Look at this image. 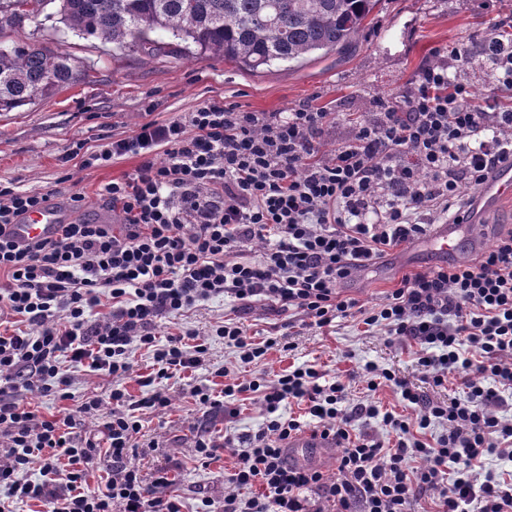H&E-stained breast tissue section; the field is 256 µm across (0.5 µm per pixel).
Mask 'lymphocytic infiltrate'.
<instances>
[{"mask_svg": "<svg viewBox=\"0 0 512 512\" xmlns=\"http://www.w3.org/2000/svg\"><path fill=\"white\" fill-rule=\"evenodd\" d=\"M475 42L496 67L507 102L476 106L471 83L439 58L403 99L382 103L328 157L319 140L329 113L309 106L249 112L220 100L145 121L120 139L76 144L71 155L84 168L124 156L139 161L104 188L121 216L119 234L79 220L57 237L17 241L11 225L49 197L0 185V318L29 325L0 333V487L48 512H181L168 469L148 479L129 458L142 430L138 410H162L171 399L161 389L136 398L124 381L137 348L151 354L159 380L203 367L208 347L196 332L162 341L156 322L227 295L302 313L319 328L364 313L365 324L419 345L417 364L434 386L452 377L460 392L430 399L371 362L362 368L369 391L391 388L415 418L368 402L347 406L346 385L313 365L218 391L193 388L204 414L246 393L258 395L266 414L249 447L236 450L223 512H323L319 498L336 512H409L428 494L438 512H468L474 502L479 512H512V481L477 480L487 456L512 463L504 397L512 391V233L470 262L403 278L371 311L339 292L354 272L424 235L419 215L447 211L462 186L479 187L512 165V41L480 32ZM256 241L257 259H242ZM105 300L110 312L92 319ZM211 334L234 349L242 368L280 344L255 342L235 322ZM66 360L112 376V390L105 399L86 397L75 411L41 416L22 395L67 398ZM293 401L306 404L316 430L339 444L335 478L288 462L286 444L302 425L280 409ZM100 414L106 420L97 434L76 436L83 419ZM362 417L380 419L395 445L354 434ZM435 423L447 431L434 443L415 436ZM100 456L109 472L105 489L95 491L86 466ZM34 464L37 480L27 477Z\"/></svg>", "mask_w": 512, "mask_h": 512, "instance_id": "1", "label": "lymphocytic infiltrate"}]
</instances>
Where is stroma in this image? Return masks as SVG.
Here are the masks:
<instances>
[{
  "label": "stroma",
  "instance_id": "obj_1",
  "mask_svg": "<svg viewBox=\"0 0 512 512\" xmlns=\"http://www.w3.org/2000/svg\"><path fill=\"white\" fill-rule=\"evenodd\" d=\"M500 24L512 26V0H381L371 28L344 57L316 55L298 66L275 64L255 73L221 59L115 49L40 15L21 28L0 32V44L34 43L65 52L90 76L49 98L0 112V184L52 192L54 205L65 208L69 220L112 223L118 216L104 199L103 188L133 173L138 161L123 157L104 167L84 169L79 160L66 158L73 144L96 145L125 137L147 119L161 122L218 98L250 112H288L305 105L331 113L333 120L320 139V149L328 155L352 136L357 122L378 112L380 100L391 102L406 94L423 66L432 62L434 51L451 46L467 49L458 67L473 83L478 104L484 106L493 98L496 75L470 48L469 40L473 33ZM74 194L81 195V202L71 203ZM426 243L422 236L392 248L375 264L356 271L342 284L341 294L369 310L385 303L403 276L454 263V256L434 254ZM227 319L240 322L258 342L286 330L291 350H270L260 370L272 376L293 365H317L328 377L345 383L352 405L370 397L384 408L405 410L390 388L368 394L361 374L368 362L395 371L434 400L446 399L459 387L454 379L443 388L432 386L417 367L416 345L392 340L386 327L365 325L358 316L318 329L304 325L294 311L280 314L259 303L219 297L163 318L157 326L159 337L192 329L206 337L208 346L202 369L163 381L172 398L167 409L140 413L142 433L149 442L137 454L142 473L149 476L156 468L170 469L175 477L170 492L180 497L182 512H200L206 497L222 504L225 472L234 465L227 451L207 465L197 458V426L205 425L220 444L228 434L255 435L265 421L261 406L250 396L238 401L239 414L230 420L220 413L196 412L192 387L221 384L218 370L235 366L233 350L209 334L212 326ZM64 368L71 378L70 400L27 394V401L41 414L76 408L85 396L104 397L112 388L110 376L87 365L68 362Z\"/></svg>",
  "mask_w": 512,
  "mask_h": 512
}]
</instances>
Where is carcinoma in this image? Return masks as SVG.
I'll return each mask as SVG.
<instances>
[{
  "label": "carcinoma",
  "instance_id": "1",
  "mask_svg": "<svg viewBox=\"0 0 512 512\" xmlns=\"http://www.w3.org/2000/svg\"><path fill=\"white\" fill-rule=\"evenodd\" d=\"M380 0H0V32L35 15L120 49L233 61L249 71L342 53L371 24ZM164 33L170 41L151 38ZM63 52L0 46V110L30 104L81 80Z\"/></svg>",
  "mask_w": 512,
  "mask_h": 512
}]
</instances>
